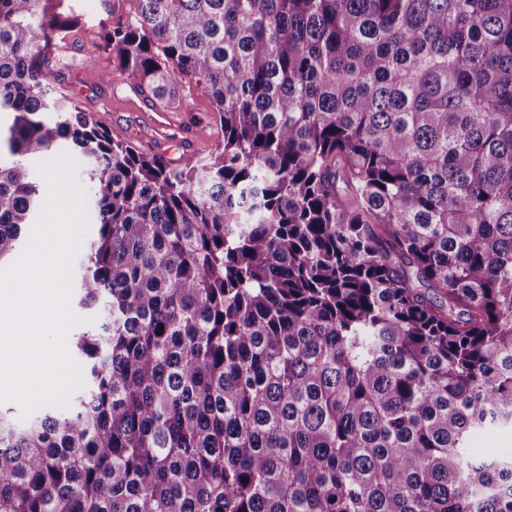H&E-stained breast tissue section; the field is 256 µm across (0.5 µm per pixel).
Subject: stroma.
<instances>
[{
	"mask_svg": "<svg viewBox=\"0 0 512 512\" xmlns=\"http://www.w3.org/2000/svg\"><path fill=\"white\" fill-rule=\"evenodd\" d=\"M134 5V0H78L82 22L60 45L63 54L74 57L76 66L62 82L61 91L105 125L121 129L129 140L139 142L149 153L166 155L171 162L185 154L206 157L218 144L221 131L218 116L200 88H186V109L155 108L133 81L119 78L105 83L100 79L101 71L112 65L99 47L101 26L128 18ZM91 55L95 56V63L86 64V57ZM146 127L151 128L153 137L143 141L139 132ZM467 448L475 458L510 457L512 428L477 432Z\"/></svg>",
	"mask_w": 512,
	"mask_h": 512,
	"instance_id": "stroma-1",
	"label": "stroma"
}]
</instances>
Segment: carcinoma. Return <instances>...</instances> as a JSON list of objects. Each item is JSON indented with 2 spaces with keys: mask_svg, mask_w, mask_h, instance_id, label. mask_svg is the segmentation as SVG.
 <instances>
[{
  "mask_svg": "<svg viewBox=\"0 0 512 512\" xmlns=\"http://www.w3.org/2000/svg\"><path fill=\"white\" fill-rule=\"evenodd\" d=\"M64 2L0 0V264L81 158L85 387L0 410V512H512V0H137L101 79L206 92L177 164L59 91ZM470 456L480 459L512 456V428L497 427L472 435L467 443Z\"/></svg>",
  "mask_w": 512,
  "mask_h": 512,
  "instance_id": "obj_1",
  "label": "carcinoma"
}]
</instances>
